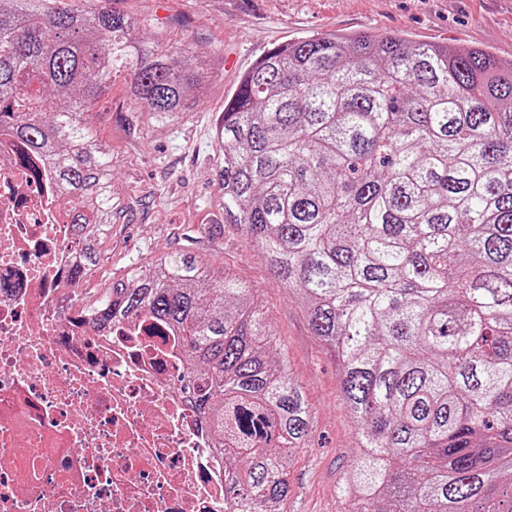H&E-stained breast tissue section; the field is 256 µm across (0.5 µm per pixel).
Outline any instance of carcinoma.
Listing matches in <instances>:
<instances>
[{
    "label": "carcinoma",
    "instance_id": "1",
    "mask_svg": "<svg viewBox=\"0 0 512 512\" xmlns=\"http://www.w3.org/2000/svg\"><path fill=\"white\" fill-rule=\"evenodd\" d=\"M0 7V131L48 166L97 266L119 204L87 105L130 76L175 125L209 72L135 41L106 0ZM52 90L51 105L43 92ZM224 223L241 227L337 356L360 454L348 512H512V61L360 32L267 52L217 123ZM100 323L183 339L180 393L224 452L230 512H286L305 398L242 283L189 254L112 279Z\"/></svg>",
    "mask_w": 512,
    "mask_h": 512
}]
</instances>
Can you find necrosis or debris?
Returning <instances> with one entry per match:
<instances>
[{"mask_svg": "<svg viewBox=\"0 0 512 512\" xmlns=\"http://www.w3.org/2000/svg\"><path fill=\"white\" fill-rule=\"evenodd\" d=\"M77 250L44 166L1 135L0 512H226L180 339L99 324Z\"/></svg>", "mask_w": 512, "mask_h": 512, "instance_id": "1", "label": "necrosis or debris"}]
</instances>
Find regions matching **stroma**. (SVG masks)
I'll use <instances>...</instances> for the list:
<instances>
[{"label": "stroma", "instance_id": "1", "mask_svg": "<svg viewBox=\"0 0 512 512\" xmlns=\"http://www.w3.org/2000/svg\"><path fill=\"white\" fill-rule=\"evenodd\" d=\"M115 6L140 20L141 43L184 49L187 66L206 60L211 70L198 106L173 126L145 125L130 135L128 121L146 107L131 105L120 77L95 105L98 135L112 146V194L122 211L83 282L85 297L95 299L113 278L174 253L201 257L249 287L277 334L272 357L286 362L310 411V436L290 469L287 510L343 512L339 487L359 450L337 363L293 295L274 281L261 251L224 221L217 120L260 57L308 36L371 30L512 60V0H115Z\"/></svg>", "mask_w": 512, "mask_h": 512}]
</instances>
